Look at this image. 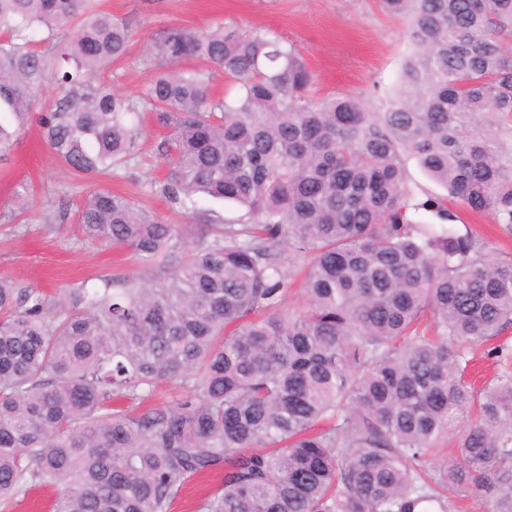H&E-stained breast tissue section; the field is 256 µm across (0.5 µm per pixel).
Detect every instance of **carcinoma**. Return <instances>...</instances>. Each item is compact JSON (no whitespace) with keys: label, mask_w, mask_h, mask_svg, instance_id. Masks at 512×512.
Segmentation results:
<instances>
[{"label":"carcinoma","mask_w":512,"mask_h":512,"mask_svg":"<svg viewBox=\"0 0 512 512\" xmlns=\"http://www.w3.org/2000/svg\"><path fill=\"white\" fill-rule=\"evenodd\" d=\"M379 2L416 47L383 113L314 100L295 46L223 23L157 34L134 100L95 81L128 54L127 23L95 0H0V151L49 78L62 95L36 122L81 176L134 162L147 111L166 131L154 187L189 220L93 189L83 235L151 277L54 297L0 279V509L60 487L52 512H170L222 469L197 512H447L468 490L512 512V367L467 379V350L512 328V256L451 207L512 235V0ZM214 70L235 99L213 97ZM406 154L447 190L418 204L438 224L409 217ZM198 196L245 212L217 223ZM299 266L306 302L286 312ZM162 383L183 397L131 412ZM456 209L465 224H468V230L481 242H485L486 248L512 253V237L499 230L493 212L474 214L459 201L456 202ZM221 482V472H214L192 482L172 504L170 512H196L201 500L214 493L221 486Z\"/></svg>","instance_id":"cac0c4a2"}]
</instances>
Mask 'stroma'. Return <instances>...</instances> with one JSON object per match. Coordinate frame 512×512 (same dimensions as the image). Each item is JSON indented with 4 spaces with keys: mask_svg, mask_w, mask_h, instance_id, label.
Wrapping results in <instances>:
<instances>
[{
    "mask_svg": "<svg viewBox=\"0 0 512 512\" xmlns=\"http://www.w3.org/2000/svg\"><path fill=\"white\" fill-rule=\"evenodd\" d=\"M100 9L125 21L134 39L125 60L106 72L113 89L140 98L156 69L148 62L146 44L161 29L178 26L197 32L216 23L241 30L269 31L296 45L312 75L311 93L324 99L341 94L364 96L370 111H387L405 91L404 63L414 48L408 21L385 13L378 0H98ZM162 129L147 127L135 166L100 185L134 200L157 217L179 224L167 201L153 192L151 181L162 178L157 145ZM405 186L414 222L433 224L436 216L419 209L426 195L444 194L414 159L404 161ZM28 187L24 207L16 193ZM91 183L64 168L54 157L37 124L15 135L0 155V278L25 282L43 292L65 283L102 287L104 279L145 271L130 253L83 237L76 211ZM457 211L472 234L486 247L512 253V236L496 224L493 212Z\"/></svg>",
    "mask_w": 512,
    "mask_h": 512,
    "instance_id": "obj_1",
    "label": "stroma"
}]
</instances>
